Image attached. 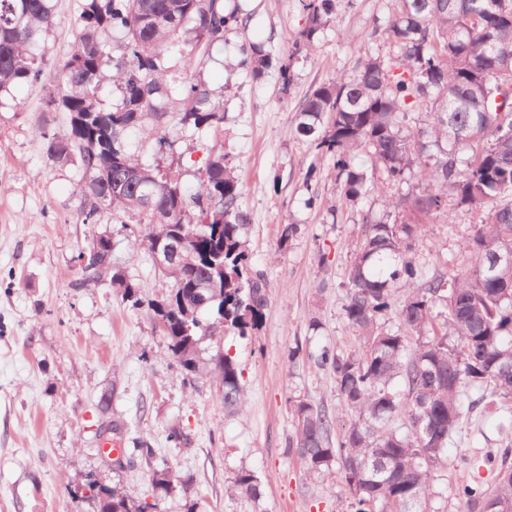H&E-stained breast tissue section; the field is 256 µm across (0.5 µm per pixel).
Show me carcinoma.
<instances>
[{"label": "carcinoma", "mask_w": 512, "mask_h": 512, "mask_svg": "<svg viewBox=\"0 0 512 512\" xmlns=\"http://www.w3.org/2000/svg\"><path fill=\"white\" fill-rule=\"evenodd\" d=\"M334 0H303L308 26L287 58L307 52ZM383 32L393 53L358 49L350 74L319 85L299 106L295 133L335 159L340 196L357 206L377 188L354 166L369 150L372 169L399 188L382 214L367 211L346 276L342 315L357 336L349 350L323 346L307 353L333 374L340 410L354 415L344 431L337 416L299 397L292 400L290 448L307 473L338 470L354 512H425L435 473L450 465L448 443L474 412L512 433V0H397ZM57 0H0V106L27 87L43 91L47 112H62L70 137L39 128L47 151L83 174L84 221L108 210L120 221L148 225L139 245L188 239L182 258L162 270L172 288L151 307L169 340L171 359L188 377H209L224 412L245 407L242 370L223 351L224 329L244 335L260 327L268 298L263 273L247 248L249 216L243 183L224 155V88L202 78L212 51L247 22L236 0H81L68 52L48 62L43 44L55 25ZM262 43L239 48L234 68L261 78L272 66ZM206 134L207 157L187 193L182 164L163 165L155 148ZM481 222L462 243L467 264L443 259L428 270L417 260L424 225L444 217L448 200ZM110 277L122 300L140 305L137 290L115 267L83 274ZM210 283L213 290L200 287ZM396 323H389V315ZM215 345L210 358L202 344ZM110 433L146 460L154 449L127 424ZM503 452H485L481 466L494 483L458 489L466 512L487 500L512 502ZM154 503L134 501L117 485L84 476L88 494L73 496L93 512H155L177 487L172 472L152 469ZM231 492L262 497L253 471L239 470Z\"/></svg>", "instance_id": "cac0c4a2"}]
</instances>
